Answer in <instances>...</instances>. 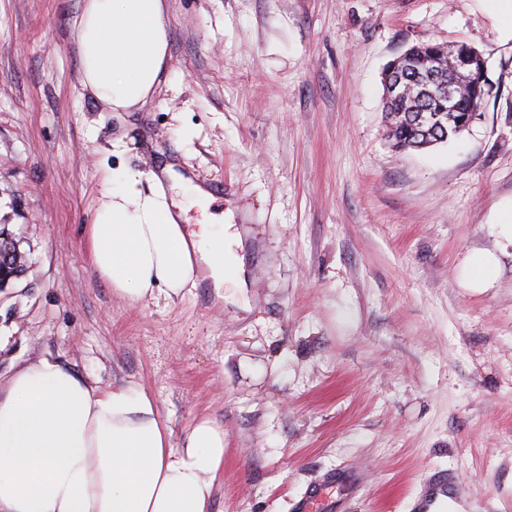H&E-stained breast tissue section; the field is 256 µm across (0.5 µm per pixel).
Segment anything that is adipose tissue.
Returning <instances> with one entry per match:
<instances>
[{
	"label": "adipose tissue",
	"mask_w": 512,
	"mask_h": 512,
	"mask_svg": "<svg viewBox=\"0 0 512 512\" xmlns=\"http://www.w3.org/2000/svg\"><path fill=\"white\" fill-rule=\"evenodd\" d=\"M164 0H83L74 19L82 82L109 109L144 105L167 57ZM87 227L91 263L130 305L196 287L245 285L224 227L185 228L187 204L209 192L173 164L118 168ZM186 203L169 201L166 184ZM224 472V428L197 418L172 443L155 397L142 385L109 389L61 361L17 367L0 390V512H210Z\"/></svg>",
	"instance_id": "obj_1"
}]
</instances>
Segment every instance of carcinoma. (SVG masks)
I'll return each instance as SVG.
<instances>
[{
    "instance_id": "1",
    "label": "carcinoma",
    "mask_w": 512,
    "mask_h": 512,
    "mask_svg": "<svg viewBox=\"0 0 512 512\" xmlns=\"http://www.w3.org/2000/svg\"><path fill=\"white\" fill-rule=\"evenodd\" d=\"M441 45L420 42L409 48L412 69L399 73V79L417 88L433 74L438 80L447 81L455 71L448 69L447 57H442L438 70H432ZM490 79H485L474 89L464 88L468 94L464 105L457 112H444L447 103L429 94L415 98L386 99L383 103L386 136L398 150L423 149L432 143H442L464 131L478 112L490 92Z\"/></svg>"
}]
</instances>
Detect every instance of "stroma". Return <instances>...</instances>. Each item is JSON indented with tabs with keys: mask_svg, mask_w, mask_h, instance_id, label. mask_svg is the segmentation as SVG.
<instances>
[{
	"mask_svg": "<svg viewBox=\"0 0 512 512\" xmlns=\"http://www.w3.org/2000/svg\"><path fill=\"white\" fill-rule=\"evenodd\" d=\"M82 0H0V224L28 258L0 292V384L41 357L101 388L134 381L173 439L224 427L211 512H410L435 471L472 512H512V42L476 0H165L168 54L142 106L79 79ZM420 42L481 52L494 90L460 136L398 151L382 72ZM177 159L223 183L189 229L243 235L245 292L130 306L85 231L105 170ZM500 259L486 288L466 257ZM235 302H228V295ZM335 502L328 500L326 490L313 488L297 503L298 512H333Z\"/></svg>",
	"mask_w": 512,
	"mask_h": 512,
	"instance_id": "stroma-1",
	"label": "stroma"
}]
</instances>
